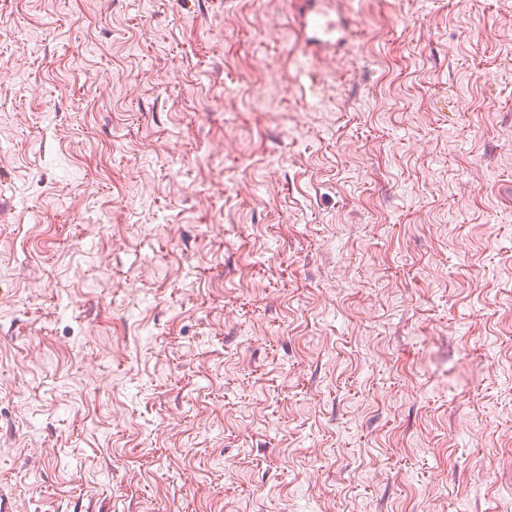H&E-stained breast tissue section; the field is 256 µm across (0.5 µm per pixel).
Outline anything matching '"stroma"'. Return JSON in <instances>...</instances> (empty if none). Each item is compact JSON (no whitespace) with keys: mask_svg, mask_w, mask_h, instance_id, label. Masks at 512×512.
<instances>
[{"mask_svg":"<svg viewBox=\"0 0 512 512\" xmlns=\"http://www.w3.org/2000/svg\"><path fill=\"white\" fill-rule=\"evenodd\" d=\"M300 10L0 0L13 512H512V0ZM330 2L308 0L303 7L301 26L306 34L308 47L323 48L331 44L327 36L332 32L334 23L324 13V7Z\"/></svg>","mask_w":512,"mask_h":512,"instance_id":"obj_1","label":"stroma"}]
</instances>
